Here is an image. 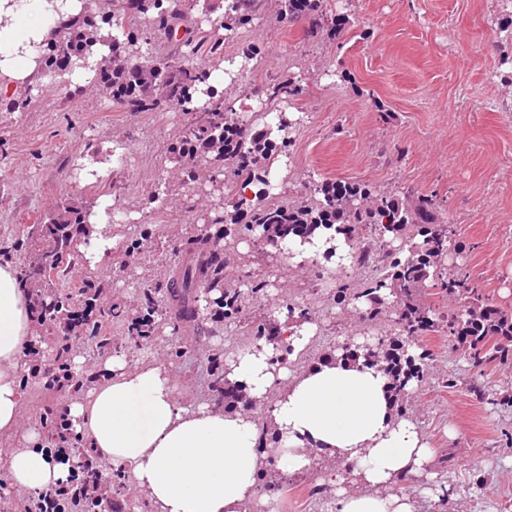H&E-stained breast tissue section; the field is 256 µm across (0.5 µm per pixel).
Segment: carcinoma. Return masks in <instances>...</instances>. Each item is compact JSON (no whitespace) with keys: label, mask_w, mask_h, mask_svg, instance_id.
<instances>
[{"label":"carcinoma","mask_w":512,"mask_h":512,"mask_svg":"<svg viewBox=\"0 0 512 512\" xmlns=\"http://www.w3.org/2000/svg\"><path fill=\"white\" fill-rule=\"evenodd\" d=\"M278 13L290 22L306 20L312 27H328L336 35V26L328 25L330 0H278ZM261 10V0H112L111 11L98 18L87 10L70 13L65 7L58 14L42 3L47 26L53 29L51 39L35 43L27 58L38 69L36 75L62 92L71 86L70 76L77 71L91 72L92 59L111 47L120 55L119 68L112 76L95 73L93 81L99 89L117 102L131 101L137 112H152L161 102L178 107L191 105L187 114L191 123L184 140L194 144L188 153L193 163L224 165L221 188L231 195L224 210V236L232 237L246 229L255 238L277 240L292 246L311 238L321 227L340 225L347 243L352 246V263L369 268L377 247L398 240L397 252L389 251L376 265V274L362 286L350 291L351 301L364 303L367 319L374 320L382 312L392 314L399 335L406 338L408 349L394 354L382 344L372 348L342 347L344 359L363 361V365L386 366L390 377L393 405L407 395L413 385L422 381L426 355L409 352L413 338L426 332H446L467 345L464 356L476 363L490 361L512 344V318L493 308L482 292L467 277L448 276L441 261L448 255L451 231L447 220L439 215V206L429 197H416L411 190L399 194L385 193L364 183L315 182L309 194L295 205L269 202L272 189V162L288 158L287 144L298 120H292L276 108V103L301 93L295 81L274 83L266 88L265 101L275 112L274 120L255 127L239 118L224 97V91L211 83V70H221L229 84L251 70L257 53L250 50L239 57L224 55V40L202 32V25L231 31L254 19ZM112 26V40L103 38L99 23ZM183 32L170 52L153 56L144 35L170 38L171 32ZM238 130L236 150L224 151V131ZM250 222L240 225L239 216ZM86 223V216L66 207L64 212L40 225L43 234L46 265L30 264L23 275L44 282L48 287L66 279L70 264V242L75 226ZM422 240H417V237ZM224 262L219 250L204 245L191 253L176 268L169 288L158 302L148 297L147 317L132 324L139 336L150 332L151 316L162 307L180 320L191 319L200 301L222 287ZM266 287L264 280H244L240 288H226L218 303L224 306V317L238 314L245 303V292L253 294ZM457 297L461 307L457 314L436 317V302L426 300L427 290ZM76 295L59 293L53 299L51 323L64 321L74 311ZM120 317L119 311L93 323L92 340L105 347L111 341L106 324ZM278 336V349L273 362L281 364L292 354L284 342L278 325L268 323L256 331V339ZM213 388L224 393L227 409L233 410L244 401L241 388L224 383V373L214 375ZM93 481L112 483V496L118 498L125 487V476L111 474L98 465L88 472Z\"/></svg>","instance_id":"carcinoma-1"}]
</instances>
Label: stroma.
Returning <instances> with one entry per match:
<instances>
[{
	"mask_svg": "<svg viewBox=\"0 0 512 512\" xmlns=\"http://www.w3.org/2000/svg\"><path fill=\"white\" fill-rule=\"evenodd\" d=\"M500 0H335L336 37L309 33L307 22L277 17L265 0L256 19L228 35L226 56L259 50L262 63L231 100L245 112L267 85L299 81L302 92L285 104L304 123L280 167L289 196L304 192L310 176L361 182L388 190L437 194L455 228L448 264L467 271L489 302L512 315V20ZM189 125L179 107L131 112L97 86L73 85L70 94L29 79L18 98L0 96V259L30 263L26 226L63 206L90 212L105 200L130 210L132 223L112 227V258L92 279L121 312L110 327L112 347L89 339L74 346L76 373H102L118 357L128 365L164 364L174 396L185 406H223L211 379L224 362L251 345L259 324L282 318L290 303L310 306L316 334L291 355L286 373L320 363L348 341H392L386 327L360 320L355 304L337 303L340 284L359 285L357 272L336 274L310 264L295 268L248 233L224 236L214 202L211 170L187 182L186 159L172 148ZM124 146L120 190L111 174L82 180L77 164ZM163 200L150 201L158 179ZM229 261L224 282L260 277L268 288L250 296L237 318L200 310L175 351L167 315H155L150 342L127 326L145 313L143 291L163 295L170 271L200 243ZM424 379L403 400L432 453L430 469L400 483L416 512H512V353L470 366L446 336L427 337ZM22 423L0 436V451L23 444L46 407L70 398L32 378L21 380ZM259 482L252 512H337L338 488L352 489L343 461L313 458L308 470Z\"/></svg>",
	"mask_w": 512,
	"mask_h": 512,
	"instance_id": "1",
	"label": "stroma"
}]
</instances>
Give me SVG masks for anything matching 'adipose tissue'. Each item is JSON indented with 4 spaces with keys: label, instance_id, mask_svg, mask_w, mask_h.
<instances>
[{
    "label": "adipose tissue",
    "instance_id": "ef3b65f1",
    "mask_svg": "<svg viewBox=\"0 0 512 512\" xmlns=\"http://www.w3.org/2000/svg\"><path fill=\"white\" fill-rule=\"evenodd\" d=\"M47 32L35 4L27 24L0 28V94L28 81L33 67L19 49ZM85 231L86 266L105 267L112 257V226L104 210L90 213ZM348 251L343 235L330 229L296 246L291 262L322 260L332 268ZM36 337L29 295L13 263L1 260L0 433H14L20 424L19 376L25 348ZM273 352L268 343L229 360L227 379L260 405L276 392L268 421L284 447L280 471H306L314 450L337 456L351 465L360 486L355 493L340 491L338 512H415L407 495L390 488L425 471L431 452L416 423L395 415L385 373L337 356L287 378L271 366ZM105 368L104 380L67 407L74 434L104 462L127 470L154 512H248L263 459L252 415L180 404L160 364L131 367L111 358ZM75 465L74 458L53 453L32 433L8 453L0 488L36 495L70 479Z\"/></svg>",
    "mask_w": 512,
    "mask_h": 512
}]
</instances>
